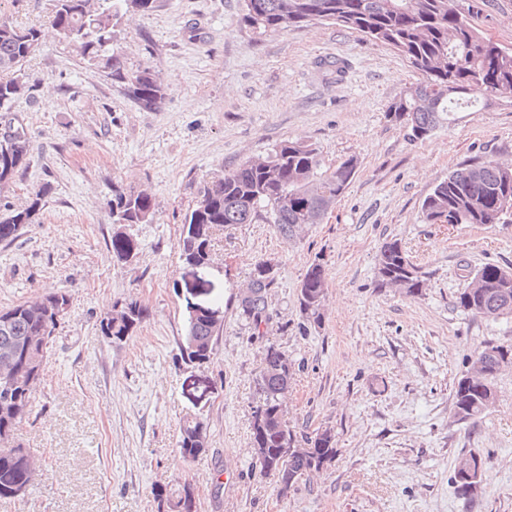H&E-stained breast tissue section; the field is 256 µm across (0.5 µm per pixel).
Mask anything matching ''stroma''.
<instances>
[{
  "mask_svg": "<svg viewBox=\"0 0 512 512\" xmlns=\"http://www.w3.org/2000/svg\"><path fill=\"white\" fill-rule=\"evenodd\" d=\"M472 25L512 48V0H479ZM52 0H0V14L43 29L24 66L28 96L0 116L25 130L30 164L0 188V218L43 193L36 223L0 243V310L64 293L30 415L0 447L36 460L29 492L0 512H158L154 490L195 491L198 512H512V363L494 378L496 400L474 422L458 421L452 388L486 344L512 347V321L461 310L468 273L512 268V224H431L424 198L449 171L481 156L512 164V97L458 113L421 141L388 108L417 83L395 49L336 25L259 35L240 0H155L123 16L112 50L126 72L148 69L165 88L142 109L104 57L89 59L50 32ZM349 68L335 78L326 65ZM304 140L325 164L356 156L357 172L321 223L293 235L273 224L217 231L200 276L223 326L209 361L182 364L180 342L196 298L179 258L181 221L204 181ZM155 201L146 224L125 230L134 257L118 261L108 202L113 185ZM401 242L423 288L410 297L380 285L382 245ZM270 263L268 316L246 320L237 296L256 265ZM321 264L319 322L299 307L301 282ZM148 312L112 344L99 330L117 306ZM295 365L285 400L297 435L328 430L337 454L280 494L260 472L252 412L264 350ZM206 428L208 449L180 457L181 421ZM487 461L475 502L455 494L458 459Z\"/></svg>",
  "mask_w": 512,
  "mask_h": 512,
  "instance_id": "obj_1",
  "label": "stroma"
}]
</instances>
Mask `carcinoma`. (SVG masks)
I'll use <instances>...</instances> for the list:
<instances>
[{"mask_svg":"<svg viewBox=\"0 0 512 512\" xmlns=\"http://www.w3.org/2000/svg\"><path fill=\"white\" fill-rule=\"evenodd\" d=\"M154 0H53L50 23L59 35L82 56L98 57L112 47L113 28L128 12H146ZM242 20L254 32L285 33L294 28L330 22L359 31L391 46L423 75L394 99L388 108L390 120L399 124L411 140L426 138L450 122L454 113L481 102L490 105L491 88L512 85V50L482 36L455 7V0H242ZM40 30L21 27L0 17V112L28 95L24 65L40 46ZM112 77L127 85L128 95L144 109H155L165 97L157 77L148 70L128 77L118 54L107 56ZM31 142L24 130L8 128L0 135V187L8 185L26 169ZM357 158L350 156L335 167L324 165L318 150L302 141H283L272 147L260 162L248 160L223 176L200 187L195 205L184 216L179 238L181 250L203 261L211 253L213 229L234 224H275L289 234L300 224H318L327 206L342 196L357 170ZM288 195V206L279 199ZM45 192L30 204L12 210L0 220V242L10 243L19 234L18 225L33 224L42 207ZM155 204L143 192L112 188L110 214L114 224H146L152 220ZM425 219L436 224H512V167H501L491 158L477 159L448 172L424 199ZM117 259L135 255L136 241L126 233L111 240ZM485 283L479 293L462 288L456 304L466 312L487 319L512 318V270L487 264L475 271ZM377 277L382 285L395 278L407 282L406 294L421 292L422 280L401 243L383 245L378 256ZM273 282L271 267L256 266L248 294L238 298L240 313L260 325L268 310L267 290ZM325 292L323 267L316 263L302 280L299 305L302 313L317 322ZM45 316L32 320L24 305L0 310V350L18 347L12 404L0 414V438H7L15 425L31 410L34 392L46 366L47 352L59 318L69 306L64 293L46 297ZM146 318V309L136 301L126 303L112 322L100 321V332L123 342ZM219 328L200 315L188 318L180 345V359L205 362L212 354V342ZM479 354L486 363V378L471 382L461 377L454 390V411L460 421H475L490 408L488 393L497 370L512 351L494 344ZM293 364L279 348H265L256 379L258 402L253 410L252 445L263 449L256 454L260 472L273 478L280 491L288 492L303 476L318 471L336 457L334 435L328 430L305 437L307 451L296 455V434L288 426L282 399L293 379ZM206 434L203 422L187 419L180 426L179 453L192 461L206 452L207 443L196 437ZM28 454L22 448H0V501L25 495L32 485ZM158 512H197L194 489L186 484L172 500L167 490L154 492Z\"/></svg>","mask_w":512,"mask_h":512,"instance_id":"carcinoma-1","label":"carcinoma"}]
</instances>
